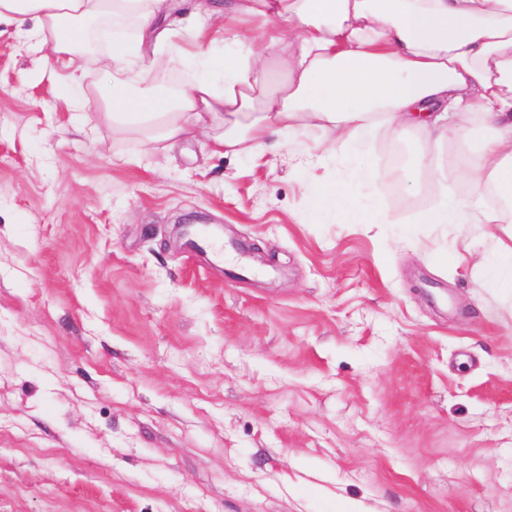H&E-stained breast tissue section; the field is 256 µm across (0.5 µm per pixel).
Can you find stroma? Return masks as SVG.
<instances>
[{
  "mask_svg": "<svg viewBox=\"0 0 512 512\" xmlns=\"http://www.w3.org/2000/svg\"><path fill=\"white\" fill-rule=\"evenodd\" d=\"M37 25L0 23V512H512L503 233L418 221L457 147L168 150L72 111ZM338 179L389 223L320 217ZM475 266L495 288L512 294V245L499 240L496 249L480 256Z\"/></svg>",
  "mask_w": 512,
  "mask_h": 512,
  "instance_id": "35a3bbf8",
  "label": "stroma"
}]
</instances>
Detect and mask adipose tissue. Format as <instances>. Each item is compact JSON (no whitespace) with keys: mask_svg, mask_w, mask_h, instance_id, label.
Returning a JSON list of instances; mask_svg holds the SVG:
<instances>
[{"mask_svg":"<svg viewBox=\"0 0 512 512\" xmlns=\"http://www.w3.org/2000/svg\"><path fill=\"white\" fill-rule=\"evenodd\" d=\"M167 11L165 0H0V22L35 17L32 38L77 85L91 27H132L101 59L96 88L103 119L122 132L168 144L198 132L227 156L307 132L321 136L322 162L364 135L403 128L439 148L464 144L459 167L472 197L441 190L419 221L504 225L505 241L476 267L512 294V0H199L194 33L229 15L265 30L198 55L179 30L161 25ZM190 59L207 76L173 97L153 84V73ZM318 205L339 222L387 221L340 182L322 190Z\"/></svg>","mask_w":512,"mask_h":512,"instance_id":"adipose-tissue-1","label":"adipose tissue"}]
</instances>
